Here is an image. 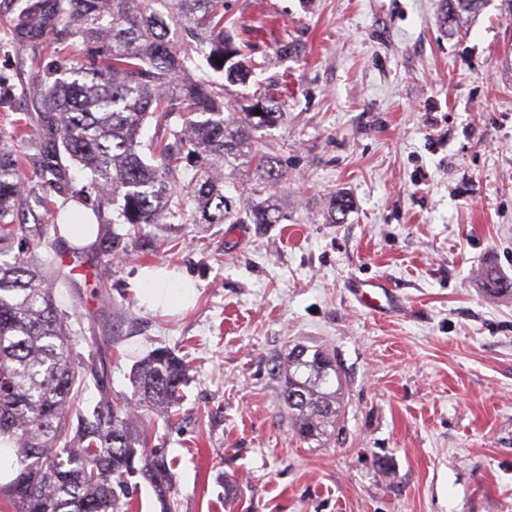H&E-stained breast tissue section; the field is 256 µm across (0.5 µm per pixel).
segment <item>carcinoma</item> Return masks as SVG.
I'll return each instance as SVG.
<instances>
[{"label":"carcinoma","mask_w":512,"mask_h":512,"mask_svg":"<svg viewBox=\"0 0 512 512\" xmlns=\"http://www.w3.org/2000/svg\"><path fill=\"white\" fill-rule=\"evenodd\" d=\"M486 0H446L457 24ZM186 43L168 39L170 24ZM0 40L28 47L21 62L30 78L20 117L0 129V438L15 448L17 475L0 495L14 512H130L129 478L152 487L172 512L173 476L163 448L146 449L144 410L170 415L188 368L159 348L131 373L129 395H112L105 368L77 370L65 312L55 285L72 282L58 247L56 201L93 210L113 207L100 224L95 258L129 252V234L106 224H164L190 216L194 224H274L273 190L281 173L257 133L280 117L272 98H258L237 120L224 116V84L199 77V59L245 78L224 16V0H176L165 16L144 0H0ZM54 46L44 55L45 44ZM223 64H218V60ZM15 104L12 75L0 70V107ZM154 135L142 140L147 120ZM245 152L254 163L255 192L266 199L248 210L224 195V159ZM200 174L177 180L184 155ZM87 173L76 188L74 167ZM282 405L295 434L321 443L336 432L342 380L335 357L319 348L288 352ZM95 403L84 404L89 387Z\"/></svg>","instance_id":"obj_1"}]
</instances>
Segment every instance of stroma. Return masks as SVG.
Here are the masks:
<instances>
[{"label":"stroma","instance_id":"stroma-1","mask_svg":"<svg viewBox=\"0 0 512 512\" xmlns=\"http://www.w3.org/2000/svg\"><path fill=\"white\" fill-rule=\"evenodd\" d=\"M444 11L226 0L250 74L227 85L225 112L288 87L261 132L285 174L281 223L121 224L128 255L85 250L79 288H58L76 366H104L113 393L153 349L186 362L173 421L144 422L176 512H512V296L480 277L512 280V8L486 0L453 29ZM252 185L248 156H229L225 194L247 208ZM335 193L350 202L339 224ZM157 265L195 281L192 306H139L135 279ZM358 279L384 281L402 311L367 313ZM298 344L342 372L321 445L281 406Z\"/></svg>","mask_w":512,"mask_h":512}]
</instances>
